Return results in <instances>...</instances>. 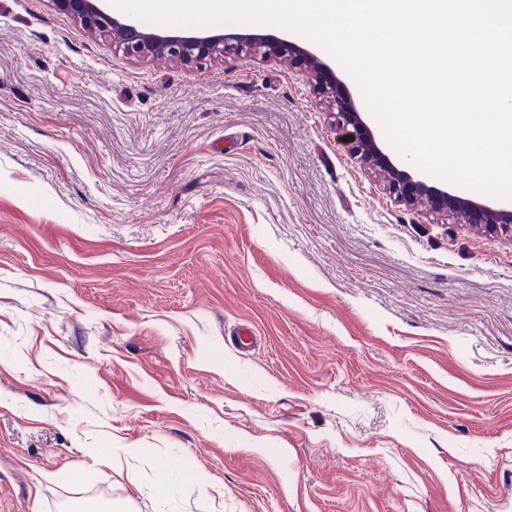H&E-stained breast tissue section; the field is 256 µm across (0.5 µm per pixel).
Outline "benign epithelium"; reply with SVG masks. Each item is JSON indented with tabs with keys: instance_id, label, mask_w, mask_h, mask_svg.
<instances>
[{
	"instance_id": "benign-epithelium-1",
	"label": "benign epithelium",
	"mask_w": 512,
	"mask_h": 512,
	"mask_svg": "<svg viewBox=\"0 0 512 512\" xmlns=\"http://www.w3.org/2000/svg\"><path fill=\"white\" fill-rule=\"evenodd\" d=\"M87 26L112 38L123 51L134 57L167 56L185 64L237 54L285 55L294 61L315 65L318 73L326 72L329 81L319 88L323 101L333 117V125L346 143L350 155L362 166L383 172L389 190L403 204L430 206L436 212L468 224H477L490 232L512 234V208L492 206L474 199H462L446 189L416 178L394 166L379 147L372 131L358 112L353 98L345 91L333 69L316 54L293 43L268 40L250 35L226 37L222 34L184 37L165 33H146L131 22L120 20L103 10L101 0H55Z\"/></svg>"
}]
</instances>
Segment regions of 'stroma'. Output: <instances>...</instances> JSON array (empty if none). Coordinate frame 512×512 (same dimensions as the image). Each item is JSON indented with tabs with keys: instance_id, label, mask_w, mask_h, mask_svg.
Wrapping results in <instances>:
<instances>
[{
	"instance_id": "obj_1",
	"label": "stroma",
	"mask_w": 512,
	"mask_h": 512,
	"mask_svg": "<svg viewBox=\"0 0 512 512\" xmlns=\"http://www.w3.org/2000/svg\"><path fill=\"white\" fill-rule=\"evenodd\" d=\"M314 84L0 0V512H512V238L400 205Z\"/></svg>"
}]
</instances>
